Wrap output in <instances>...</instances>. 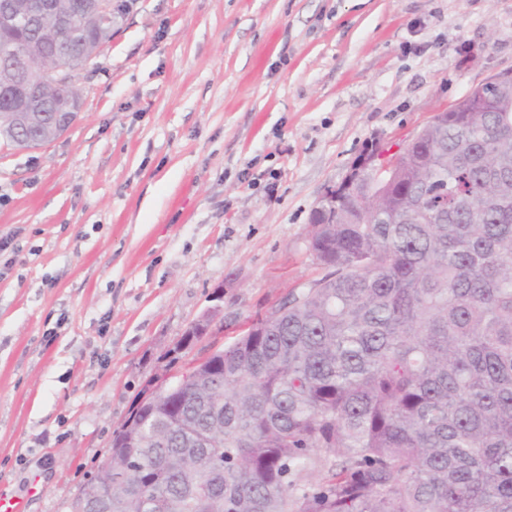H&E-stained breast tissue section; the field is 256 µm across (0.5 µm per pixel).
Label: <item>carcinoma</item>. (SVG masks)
Returning <instances> with one entry per match:
<instances>
[{
    "mask_svg": "<svg viewBox=\"0 0 512 512\" xmlns=\"http://www.w3.org/2000/svg\"><path fill=\"white\" fill-rule=\"evenodd\" d=\"M94 68L112 20L75 18ZM53 36L0 30V58ZM512 86L336 193L324 274L113 431L68 512H512ZM53 105L33 138L48 136ZM196 341L187 332L169 364Z\"/></svg>",
    "mask_w": 512,
    "mask_h": 512,
    "instance_id": "1",
    "label": "carcinoma"
}]
</instances>
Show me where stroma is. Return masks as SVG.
Listing matches in <instances>:
<instances>
[{
    "instance_id": "1",
    "label": "stroma",
    "mask_w": 512,
    "mask_h": 512,
    "mask_svg": "<svg viewBox=\"0 0 512 512\" xmlns=\"http://www.w3.org/2000/svg\"><path fill=\"white\" fill-rule=\"evenodd\" d=\"M69 129L0 148V496L66 512L167 351L318 277L312 210L512 72V0H114ZM51 466H44V459Z\"/></svg>"
}]
</instances>
